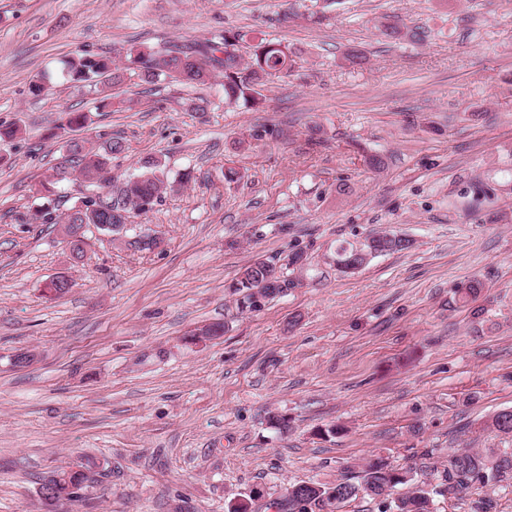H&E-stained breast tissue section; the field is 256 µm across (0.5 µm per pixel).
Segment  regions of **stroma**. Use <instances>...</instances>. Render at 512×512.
I'll return each mask as SVG.
<instances>
[{"label": "stroma", "instance_id": "stroma-1", "mask_svg": "<svg viewBox=\"0 0 512 512\" xmlns=\"http://www.w3.org/2000/svg\"><path fill=\"white\" fill-rule=\"evenodd\" d=\"M384 16L424 40L384 37ZM230 28L303 51L258 107H225L218 78H131L98 112L57 74L79 50ZM69 110L123 139L113 187L150 157L182 181L126 232L158 248L90 231L76 262L53 225L16 223L64 160L49 131ZM0 124L22 130L0 141V512H44L42 477L83 456L107 462L95 508L57 512H226L253 489L276 512L293 484L377 457L427 481L449 449L496 445L483 424L512 409V0H0ZM372 232L413 245L339 274L337 247ZM296 250L300 285L239 310L240 269ZM59 275L74 286L49 295ZM472 278L480 322L456 302ZM214 322L224 336L187 344Z\"/></svg>", "mask_w": 512, "mask_h": 512}]
</instances>
